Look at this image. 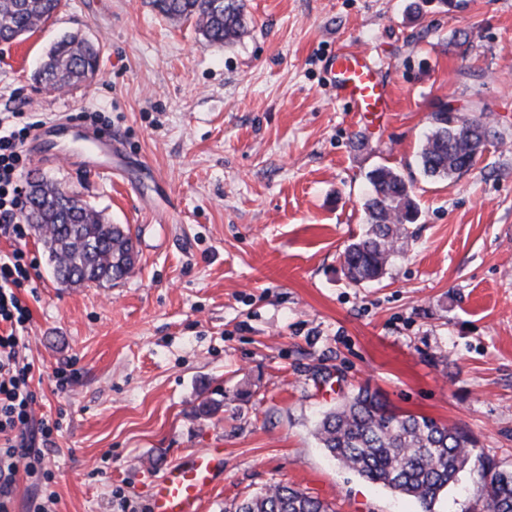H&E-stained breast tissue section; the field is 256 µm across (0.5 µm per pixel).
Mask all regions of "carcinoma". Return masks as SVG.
<instances>
[{
	"label": "carcinoma",
	"instance_id": "obj_1",
	"mask_svg": "<svg viewBox=\"0 0 512 512\" xmlns=\"http://www.w3.org/2000/svg\"><path fill=\"white\" fill-rule=\"evenodd\" d=\"M62 0H0V41L13 42L33 33L59 11ZM153 8L172 23L193 20L210 43H226L245 32L244 0H152ZM99 48L74 35L62 36L47 52L38 74L45 86L78 87L93 78ZM493 137L473 111L458 116L441 105L432 112V129L419 152V165L431 178H452L470 170ZM371 191L364 201L367 229L340 255L344 275L361 284L380 279L391 261L404 253L406 225L418 208L410 186L394 170L378 167L368 175ZM38 193L28 199L27 220L43 238L57 283L66 287L101 284L127 277L136 250L130 229L106 224L88 201L74 212L58 194L61 183L37 180ZM315 438L341 466L364 480L418 500L433 512L439 497L456 485L472 459V441L459 428L399 412L375 392L361 388L318 422ZM476 483L481 512H512V471L481 466ZM236 512H334L306 492L276 483L241 501Z\"/></svg>",
	"mask_w": 512,
	"mask_h": 512
}]
</instances>
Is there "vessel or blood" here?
<instances>
[{
  "mask_svg": "<svg viewBox=\"0 0 512 512\" xmlns=\"http://www.w3.org/2000/svg\"><path fill=\"white\" fill-rule=\"evenodd\" d=\"M331 83L337 97L350 102L355 111L369 116L389 109V94L375 62L364 53L346 51L329 61ZM64 119L46 121L37 129V147L31 155L40 161L47 154L40 145L61 128ZM86 157L98 159L99 172L112 171V135L96 131L84 138ZM223 460L218 449L196 450L185 456L177 465L155 479L151 486L153 512H201L202 492L213 486L220 473Z\"/></svg>",
  "mask_w": 512,
  "mask_h": 512,
  "instance_id": "1",
  "label": "vessel or blood"
}]
</instances>
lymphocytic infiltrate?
<instances>
[{
	"label": "lymphocytic infiltrate",
	"instance_id": "obj_1",
	"mask_svg": "<svg viewBox=\"0 0 512 512\" xmlns=\"http://www.w3.org/2000/svg\"><path fill=\"white\" fill-rule=\"evenodd\" d=\"M32 123L0 117V236L23 239L28 226L23 210L19 178L25 158L19 146L27 139ZM33 263L15 251L0 256V512H8L16 476L19 451L36 441H49L57 423L40 421L31 426L34 394L30 388L33 366L20 357L22 334L27 331L31 311L19 291L32 281Z\"/></svg>",
	"mask_w": 512,
	"mask_h": 512
}]
</instances>
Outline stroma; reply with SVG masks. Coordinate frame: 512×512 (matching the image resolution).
I'll return each instance as SVG.
<instances>
[{
    "mask_svg": "<svg viewBox=\"0 0 512 512\" xmlns=\"http://www.w3.org/2000/svg\"><path fill=\"white\" fill-rule=\"evenodd\" d=\"M246 0L248 32L209 43L149 0H64L0 43V113L48 121L104 113L112 176L60 138L37 175L131 229L133 272L63 288L35 235L0 254L35 266L36 442L51 478L19 471L10 512L53 491V512H152L150 483L190 451L224 467L202 512H235L276 483L335 512H422L339 466L313 432L367 387L392 407L458 427L474 458L512 470V0ZM100 47L91 84L36 79L50 46ZM366 52L391 95L372 121L337 99L327 61ZM445 103L478 108L496 138L455 181L423 176L420 145ZM396 169L418 217L382 279L349 282L340 255L365 230L367 175ZM63 379H56V371ZM217 404L209 416L202 402Z\"/></svg>",
    "mask_w": 512,
    "mask_h": 512,
    "instance_id": "1",
    "label": "stroma"
}]
</instances>
